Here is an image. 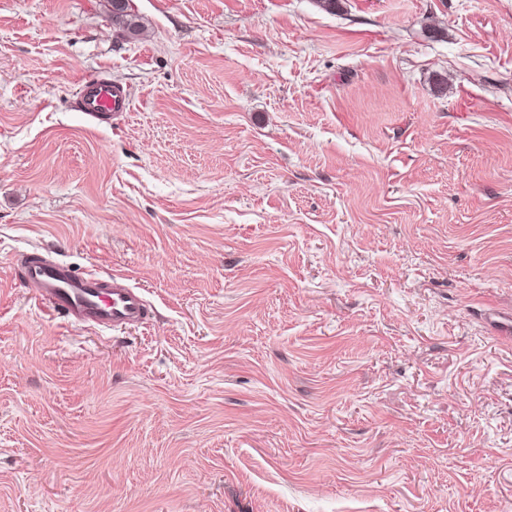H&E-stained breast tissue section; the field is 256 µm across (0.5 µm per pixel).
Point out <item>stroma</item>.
Listing matches in <instances>:
<instances>
[{
  "mask_svg": "<svg viewBox=\"0 0 512 512\" xmlns=\"http://www.w3.org/2000/svg\"><path fill=\"white\" fill-rule=\"evenodd\" d=\"M130 4L0 0V512H512V0ZM112 16L115 17L117 24L128 30L134 35H138L143 25L140 18L132 12L129 0H111ZM79 100V110L98 123H107L113 116L127 112L131 107L130 96L122 86L102 81L86 82ZM23 280L53 311L75 323L103 328L138 325L148 315L146 301L124 278L79 273L49 255L33 254Z\"/></svg>",
  "mask_w": 512,
  "mask_h": 512,
  "instance_id": "1",
  "label": "stroma"
}]
</instances>
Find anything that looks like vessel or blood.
<instances>
[{"label": "vessel or blood", "mask_w": 512, "mask_h": 512, "mask_svg": "<svg viewBox=\"0 0 512 512\" xmlns=\"http://www.w3.org/2000/svg\"><path fill=\"white\" fill-rule=\"evenodd\" d=\"M78 107L92 120L104 123L129 111L131 99L122 86L89 81L82 88ZM23 280L53 311L76 323L103 328L138 325L148 315L145 300L124 278L80 273L45 254L30 258Z\"/></svg>", "instance_id": "vessel-or-blood-1"}]
</instances>
